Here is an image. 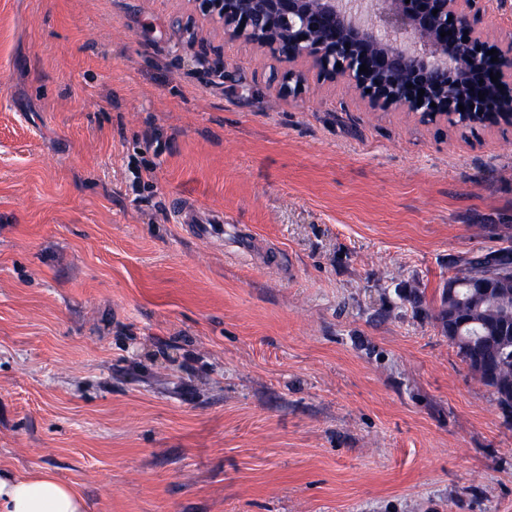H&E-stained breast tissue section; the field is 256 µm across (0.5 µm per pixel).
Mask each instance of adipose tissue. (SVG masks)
<instances>
[{
	"mask_svg": "<svg viewBox=\"0 0 512 512\" xmlns=\"http://www.w3.org/2000/svg\"><path fill=\"white\" fill-rule=\"evenodd\" d=\"M0 512H88V507L76 487L48 470L18 473L0 466Z\"/></svg>",
	"mask_w": 512,
	"mask_h": 512,
	"instance_id": "1",
	"label": "adipose tissue"
}]
</instances>
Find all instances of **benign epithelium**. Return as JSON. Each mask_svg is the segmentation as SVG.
<instances>
[{"label": "benign epithelium", "instance_id": "benign-epithelium-1", "mask_svg": "<svg viewBox=\"0 0 512 512\" xmlns=\"http://www.w3.org/2000/svg\"><path fill=\"white\" fill-rule=\"evenodd\" d=\"M195 2L232 37L288 64L307 58L323 79L347 81L373 106L405 107L458 127L512 115V43L488 45L474 22L479 0Z\"/></svg>", "mask_w": 512, "mask_h": 512}]
</instances>
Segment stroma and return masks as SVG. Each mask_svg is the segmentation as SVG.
<instances>
[{"label": "stroma", "mask_w": 512, "mask_h": 512, "mask_svg": "<svg viewBox=\"0 0 512 512\" xmlns=\"http://www.w3.org/2000/svg\"><path fill=\"white\" fill-rule=\"evenodd\" d=\"M505 225L510 124L372 106L195 0H0V465L89 512H512L434 319ZM181 200L176 206V217L180 224H192L195 233L207 234L212 230L213 224L204 223L200 209L196 208L194 200L189 197H179Z\"/></svg>", "instance_id": "stroma-1"}]
</instances>
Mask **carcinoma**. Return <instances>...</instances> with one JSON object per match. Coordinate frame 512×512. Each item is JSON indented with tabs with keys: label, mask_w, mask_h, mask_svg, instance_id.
<instances>
[{
	"label": "carcinoma",
	"mask_w": 512,
	"mask_h": 512,
	"mask_svg": "<svg viewBox=\"0 0 512 512\" xmlns=\"http://www.w3.org/2000/svg\"><path fill=\"white\" fill-rule=\"evenodd\" d=\"M454 268L455 275L449 282L456 284L455 294L443 288L441 306L435 319L445 327L449 311H456L455 324L459 331L455 342L457 354L470 368L477 361L488 364L489 371L482 372L475 379L491 389L499 406L502 399L497 394L504 387L512 388V341L507 343L502 339V336L512 333V316L492 298L479 306H472L469 283L481 274L512 269V248L507 246L481 256L460 258L454 261Z\"/></svg>",
	"instance_id": "carcinoma-1"
}]
</instances>
